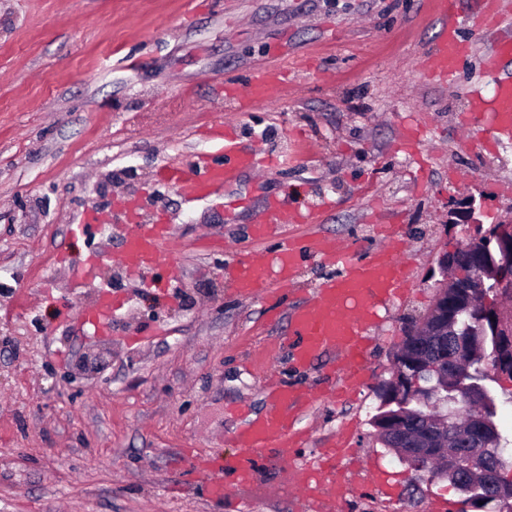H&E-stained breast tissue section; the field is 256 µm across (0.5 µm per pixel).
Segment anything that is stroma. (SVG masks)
Listing matches in <instances>:
<instances>
[{"label": "stroma", "mask_w": 512, "mask_h": 512, "mask_svg": "<svg viewBox=\"0 0 512 512\" xmlns=\"http://www.w3.org/2000/svg\"><path fill=\"white\" fill-rule=\"evenodd\" d=\"M440 30L431 0H0V512H312L281 482L275 459L256 472L265 495L223 502L178 467L183 450L233 458L245 416L265 412L273 384L327 382L298 365L270 298L239 296L222 271L270 256L279 237L249 228L267 200L323 206L320 232L362 251L374 225H400L409 290L372 331L361 389L316 402L299 419L311 470L348 425L336 463L344 512H459L460 494L410 471L370 424L405 330L430 307L438 254L466 236L448 210L473 203L483 228L512 207V136L466 137L467 92L492 97L486 42L447 84L424 76ZM287 68V89L234 109L256 68ZM421 128L401 150L404 125ZM266 158L196 200L162 181L224 161V132ZM142 224L168 225L177 252L142 276L114 260L125 202ZM111 238L70 237L84 213ZM102 256L95 283L71 270ZM123 305L105 335L85 324L101 290ZM376 464L371 486L352 458Z\"/></svg>", "instance_id": "35a3bbf8"}]
</instances>
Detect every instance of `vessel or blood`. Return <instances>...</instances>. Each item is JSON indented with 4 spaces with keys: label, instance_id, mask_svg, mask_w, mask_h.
<instances>
[{
    "label": "vessel or blood",
    "instance_id": "vessel-or-blood-1",
    "mask_svg": "<svg viewBox=\"0 0 512 512\" xmlns=\"http://www.w3.org/2000/svg\"><path fill=\"white\" fill-rule=\"evenodd\" d=\"M434 2L441 29L426 74L430 80L444 83L465 63L468 46L460 37L463 23L460 0ZM488 61L495 73V96L487 101L480 93L471 94L465 127L471 133L511 132L512 42H489ZM287 86L286 71L279 68L257 70L248 83V102L253 106L265 104L272 90ZM224 156V165L207 168L202 177H188L177 168L168 169L165 177L184 194L198 199L234 182L241 170L254 169L259 164L256 153L241 151L232 143L225 144ZM320 217L318 208L291 209L274 200L263 218L252 225V236L263 241L274 234L278 225L316 224ZM170 241L168 225L130 223L116 260L129 273H144L162 262ZM305 255L338 265L339 273L324 280L314 294L293 307L288 317L287 344L295 362L303 366L313 365L326 354H335V361L329 364L330 372L337 374L349 390H358L367 369L370 329L381 308L397 297L408 282L405 243L391 233L386 244L365 254L353 245L336 248L331 239L319 233L302 241L288 238L269 261L239 263L230 277L237 293L244 297L262 291L284 294ZM115 307L111 292H104L98 308L85 316L84 321L92 325L95 332H106ZM314 397V391L281 385L274 390L273 400L263 415L245 420L232 437L238 450L237 463L233 465L238 488L257 490L253 464L257 457L271 451L290 487L306 499H322L321 512H340L341 500L336 495L335 479L321 480L319 476L305 473L293 462L292 449L302 441L295 425ZM227 466H230L227 460L213 457L201 467L206 491L214 500H223L227 492L224 483Z\"/></svg>",
    "mask_w": 512,
    "mask_h": 512
}]
</instances>
